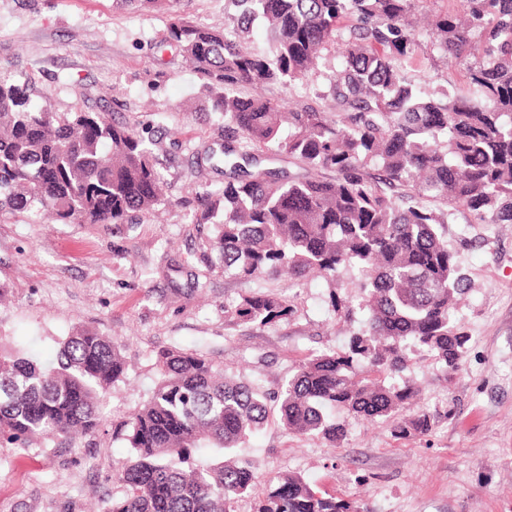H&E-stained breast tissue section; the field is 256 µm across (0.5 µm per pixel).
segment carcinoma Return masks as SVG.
<instances>
[{
  "label": "carcinoma",
  "mask_w": 512,
  "mask_h": 512,
  "mask_svg": "<svg viewBox=\"0 0 512 512\" xmlns=\"http://www.w3.org/2000/svg\"><path fill=\"white\" fill-rule=\"evenodd\" d=\"M224 30L174 18L168 42L200 80L204 111L224 119V187L195 197L193 223L212 224L200 260L238 279L358 272L364 313L345 349L295 363L273 394L224 373L195 350L166 348L161 379L124 424L128 459L113 473L124 495L109 512H236L259 475L235 455L277 415L285 431L332 446L345 425L329 410L388 422L398 439L427 435L433 418L404 414L418 395L396 381L415 355L455 372L470 336L453 313L472 290L445 226L512 224V0H463L433 15L429 32L470 91L422 87L404 74L423 51L412 15L424 0H227ZM351 22L343 39L340 24ZM266 46L250 48L254 24ZM338 44L341 64L321 110L284 111L246 91L306 80ZM295 160L301 178L260 167L256 153ZM332 168L336 177L317 175ZM150 142L104 112L57 113L29 88L0 79V218L32 211L46 224H130L165 203ZM281 296L259 290L224 318L286 319ZM120 348L79 328L55 361L0 348V446L31 448L88 435L122 381ZM255 512H362L301 475L267 480Z\"/></svg>",
  "instance_id": "1"
}]
</instances>
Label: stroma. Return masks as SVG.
I'll list each match as a JSON object with an SVG mask.
<instances>
[{"mask_svg": "<svg viewBox=\"0 0 512 512\" xmlns=\"http://www.w3.org/2000/svg\"><path fill=\"white\" fill-rule=\"evenodd\" d=\"M224 9L225 0L142 11L114 9L112 0H0V74L28 83L36 106L101 111L143 133L167 182L166 205L131 224H38L26 213L0 220V348L44 361L81 326L119 345L126 361L95 433L26 452L0 447V512H107L123 496L112 475L129 450L115 432L158 384L162 349L201 352L274 392L295 360L347 345L332 301L359 295L350 271L241 280L199 260L214 228L193 223L192 194L219 188L224 176L199 165L197 153L223 142L224 125L203 113L200 82L170 46L168 26L177 13L220 30ZM335 63L328 48L306 83L261 92L288 108L321 106L317 92ZM407 74L426 86L468 85L433 49ZM445 240L475 289L456 313L470 337L459 370L448 377L417 357L403 374L420 391L415 410L434 416L432 431L402 440L385 422L341 413L348 436L332 448L284 433L273 417L239 450L263 480L297 473L372 512H512V224H472L460 211ZM258 288L288 297V319H225V304Z\"/></svg>", "mask_w": 512, "mask_h": 512, "instance_id": "stroma-1", "label": "stroma"}]
</instances>
